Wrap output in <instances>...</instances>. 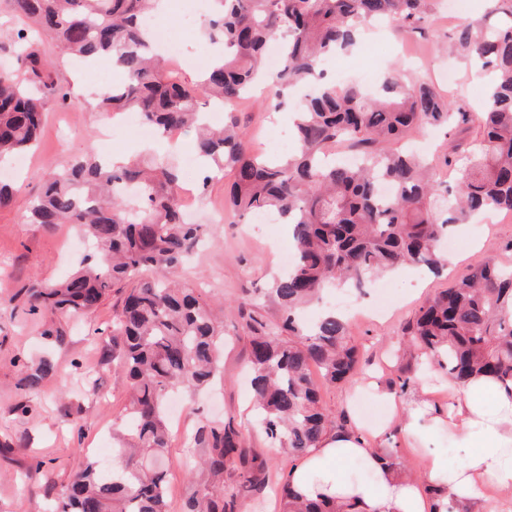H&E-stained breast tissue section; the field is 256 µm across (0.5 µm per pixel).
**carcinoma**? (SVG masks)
<instances>
[{
	"instance_id": "obj_1",
	"label": "carcinoma",
	"mask_w": 512,
	"mask_h": 512,
	"mask_svg": "<svg viewBox=\"0 0 512 512\" xmlns=\"http://www.w3.org/2000/svg\"><path fill=\"white\" fill-rule=\"evenodd\" d=\"M157 2L8 0L13 17L30 25L16 29L8 45L13 69L0 71V163L35 147L47 102L70 100L40 50L44 38L87 61L117 57L122 80L100 96V111L137 112L160 137L195 129L199 196L228 176L225 209L242 220L274 214L290 226L294 261L266 291L280 315L265 318L251 300L239 302L237 312L251 338L254 401L265 436L300 458L344 427L320 404L319 384L354 379L358 358L336 312L308 326L299 310L328 288L360 291L405 265L437 272L441 242L452 228L487 212H512V0H494L487 15L499 16L495 23L466 16L452 27L450 45L484 75L486 101L480 135L464 147L450 144L444 155L443 164L458 173L452 187L437 178L433 160L405 143L427 128L448 136L469 124L463 104L403 72L373 93L357 85L338 90L324 68L374 21L387 18L425 33L430 0H212L205 36L224 46V55L193 82L145 39L143 20ZM273 42L283 58L270 72L264 56ZM260 85L277 98L306 90L292 154L252 152L232 115ZM211 100L228 113L222 128L203 119L201 102ZM338 145L359 152L362 162L336 161ZM180 183L169 153L111 160L89 153L48 174L27 210L28 223L71 224L96 245L65 278L35 279L15 294L27 314L42 319L48 344L67 343L61 317L91 312L112 290L127 289L106 357L129 382L123 427L112 435L120 463L106 469L87 462L61 490L55 512H168L166 401L223 376L224 322L198 289L169 277L209 236L207 225L185 221ZM383 185L389 193L380 192ZM404 334L418 355L433 358L458 384L478 373L512 384V268L495 262L473 268L427 300ZM54 373L53 359L43 356L27 365L21 386L36 389ZM193 440L203 453L186 512H236L239 491L268 480V465L243 447L232 421L202 426ZM279 487L283 512H344L334 503L299 501L286 477Z\"/></svg>"
}]
</instances>
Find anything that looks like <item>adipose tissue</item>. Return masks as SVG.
I'll list each match as a JSON object with an SVG mask.
<instances>
[{
  "label": "adipose tissue",
  "mask_w": 512,
  "mask_h": 512,
  "mask_svg": "<svg viewBox=\"0 0 512 512\" xmlns=\"http://www.w3.org/2000/svg\"><path fill=\"white\" fill-rule=\"evenodd\" d=\"M374 395L386 409L379 427L354 422L336 429L291 468L290 483L300 497L329 500L349 512H446L448 505L476 501L483 502L484 512H512V386L475 375L443 407L422 398L407 403L384 389ZM398 421L413 447L425 451L416 482L396 477L380 457V443ZM437 430L454 435L467 449L459 466L449 467L430 450ZM357 460L371 470V481L340 476V465Z\"/></svg>",
  "instance_id": "ef3b65f1"
}]
</instances>
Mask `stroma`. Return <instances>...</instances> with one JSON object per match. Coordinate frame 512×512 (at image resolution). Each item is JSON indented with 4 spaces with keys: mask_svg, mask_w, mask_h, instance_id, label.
<instances>
[{
    "mask_svg": "<svg viewBox=\"0 0 512 512\" xmlns=\"http://www.w3.org/2000/svg\"><path fill=\"white\" fill-rule=\"evenodd\" d=\"M178 0H170L160 19L162 27L181 36L188 58L178 67L186 80H194L191 60L197 59L205 39L201 29L183 27ZM55 59L57 77L70 84L74 103L67 108L47 105L40 143L14 174L18 187L14 201L0 207V512H44V507L86 461L112 465V425L124 411L128 381L105 363L106 347L97 329L111 325L121 294L112 292L92 313L67 322V344L49 350L38 317L26 314L12 297L30 278L55 280L74 267L78 253L68 242L77 231L68 225L46 228L27 223L26 208L38 194L44 175L70 159L98 148L99 135H111L113 154H134L138 135L134 129L111 134L105 113L90 96L86 68L60 59L52 43H45ZM411 66L423 73L443 93L464 98L478 108L483 84L460 59L435 50L432 41L401 32L386 23L367 29L356 48L329 59L331 74L345 84L370 86L386 72ZM251 132L250 147L263 153L267 139L287 129V114H275L270 98L259 96L238 107ZM448 273L441 277H414L411 269L395 275L391 287L373 283L364 293H352L351 306L362 315L347 318L348 339L358 352L362 376H379L382 383L395 378L402 365L394 352L403 341L402 328L431 296L450 286L470 268L488 260L512 266V213H497L494 223L474 221L450 237ZM292 235L284 224L255 229L235 219L213 226V236L177 279L202 284L207 296L224 307V380L214 387L179 394L180 407L171 415L173 436L168 448L169 512H185L191 478L184 463L201 455L187 445L195 429L212 420H230L239 426L247 448L265 459L275 474L286 473L291 461L271 447L261 429L251 421L250 342L238 325L236 305L254 298L259 311L275 318L277 309L264 293L280 272L279 254L292 248ZM53 352L55 377L35 391L21 389L29 362Z\"/></svg>",
    "mask_w": 512,
    "mask_h": 512,
    "instance_id": "35a3bbf8",
    "label": "stroma"
}]
</instances>
